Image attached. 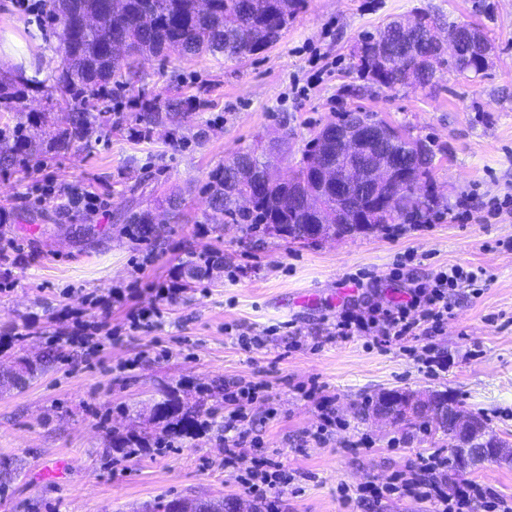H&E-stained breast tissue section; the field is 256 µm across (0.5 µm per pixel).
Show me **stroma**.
Here are the masks:
<instances>
[{
  "mask_svg": "<svg viewBox=\"0 0 512 512\" xmlns=\"http://www.w3.org/2000/svg\"><path fill=\"white\" fill-rule=\"evenodd\" d=\"M15 35L44 40L54 69L43 77L10 72L23 98L0 108V129L24 124L43 152L31 172L0 170V365L48 356L42 375L20 388L0 387V458L19 476L0 498V512H140L159 498L248 499L239 471L224 464V387L265 383L267 399L250 409L259 443L249 458L282 462L295 480L280 512H359L341 487L386 482L420 456H451L442 433L375 421L360 410L388 390L448 395L490 430L512 434V209L462 224L457 203L512 195V0H305L281 39L239 61L176 54L142 60L115 86L109 118L90 112L88 137L66 149L51 145L40 116L56 111L59 23L44 0H14ZM425 9L450 24L483 29L493 44L486 74L470 80L442 71L434 84L394 92L362 80L352 52L361 36ZM173 97L190 105L180 126L145 139L115 127L137 104ZM377 112L429 142L443 207L425 224H392L322 242L293 243L248 233L211 218L206 185L235 154L266 146L288 114V158L298 165L313 131L357 107ZM75 186L106 203L94 215L65 213L43 200L51 186ZM178 196V217L167 199ZM161 217L160 234L135 235L132 214ZM23 264H12L15 253ZM213 254L221 272L198 278L168 305L161 326L129 332L128 307L87 308L85 318L111 331L97 354L55 340L66 310L88 296L136 287L132 304L157 303V287L180 276L188 261ZM446 265L480 267V296L460 294L444 333L431 337L448 369L428 376L411 355L414 339L390 346L373 337H328L347 303L402 299ZM131 304V305H132ZM36 321L35 333L22 329ZM263 335L248 352L240 332ZM315 396H308L309 388ZM213 409L194 438L167 446L147 441L131 457L113 441L143 435L153 407L169 394ZM331 411L324 441L310 434ZM64 461L61 475L46 472ZM452 483L469 480L512 500V464L452 467Z\"/></svg>",
  "mask_w": 512,
  "mask_h": 512,
  "instance_id": "obj_1",
  "label": "stroma"
}]
</instances>
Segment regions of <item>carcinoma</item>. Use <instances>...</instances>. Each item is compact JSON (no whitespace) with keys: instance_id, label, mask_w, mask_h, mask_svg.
<instances>
[{"instance_id":"1","label":"carcinoma","mask_w":512,"mask_h":512,"mask_svg":"<svg viewBox=\"0 0 512 512\" xmlns=\"http://www.w3.org/2000/svg\"><path fill=\"white\" fill-rule=\"evenodd\" d=\"M305 0H210L206 11L199 0H52L51 12L63 25L61 43L63 67L58 85L85 108L105 113L112 98V80L122 69L132 71L131 60L149 55L164 57L175 50L185 57L222 56L227 61L258 54L277 42L298 14ZM398 19L383 29L369 33L357 45L354 58L359 77L387 90L400 87H424L431 83L445 64L456 75L468 79L485 68L478 65L483 48L490 47L486 37L481 45L453 60L443 57L440 49L426 38L411 52L405 50L408 35L401 31ZM187 101L171 98L165 110L150 103L131 113L133 128L150 136L155 128L169 121L179 122ZM42 121L63 127L59 146L66 148L88 134L87 113L45 112ZM321 132L307 142L296 169L302 177L311 166L323 163L320 150ZM419 146L420 155L408 161L422 170L426 183H434L432 146L421 139L406 136L394 146L403 150ZM32 141L18 126L13 131V144L0 146V168L7 169L19 157L31 154ZM211 210L231 224H245L254 233L271 234L269 225L282 224L281 237L291 242H306V225L312 216L303 198L291 193L266 167L260 154L246 151L236 154L224 168L212 174L207 184ZM439 206V199L425 195L400 196L388 215L376 221L373 229L389 224H422ZM49 359H21L15 371L0 376V386L18 388L45 370ZM205 411L198 402L177 395L155 406L151 421L162 426L170 437H193L207 426L202 421ZM398 423L409 427L432 428L454 441L453 425L448 412L435 407L426 414L403 415ZM17 468L9 459H0V496L7 493L16 478Z\"/></svg>"}]
</instances>
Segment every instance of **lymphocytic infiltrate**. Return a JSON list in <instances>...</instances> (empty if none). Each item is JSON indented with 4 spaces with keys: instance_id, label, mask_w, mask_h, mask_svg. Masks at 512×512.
Instances as JSON below:
<instances>
[{
    "instance_id": "1",
    "label": "lymphocytic infiltrate",
    "mask_w": 512,
    "mask_h": 512,
    "mask_svg": "<svg viewBox=\"0 0 512 512\" xmlns=\"http://www.w3.org/2000/svg\"><path fill=\"white\" fill-rule=\"evenodd\" d=\"M484 269H464L452 265L437 271L429 284L411 288L406 300L387 306L370 305L365 309H347L339 313L333 327V337L349 340L357 336H372L377 342L389 343L407 337L436 336L448 324L452 311V296L456 289L472 288L482 282ZM181 293L179 282L159 288L158 304L134 307L127 313L132 330H146L161 324L166 306ZM255 385H232L224 389V401L232 411L224 421V463L243 465V482L263 512H279L275 490L287 487L294 476L283 465L271 459L246 460L242 448L250 433V405L257 398ZM448 456L431 453L421 457L408 473L385 484L369 483L352 489L350 497L364 508L373 507L382 499L398 495L427 501L432 512H473L481 506L483 512H512V502L504 500L480 484L468 481L449 486L445 473Z\"/></svg>"
}]
</instances>
